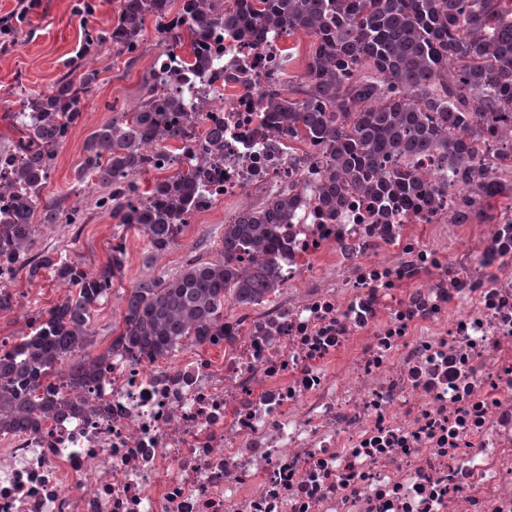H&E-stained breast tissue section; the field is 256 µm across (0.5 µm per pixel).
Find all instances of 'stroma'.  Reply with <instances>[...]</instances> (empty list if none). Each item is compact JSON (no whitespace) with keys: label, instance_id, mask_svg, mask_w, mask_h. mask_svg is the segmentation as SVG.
Instances as JSON below:
<instances>
[{"label":"stroma","instance_id":"stroma-1","mask_svg":"<svg viewBox=\"0 0 512 512\" xmlns=\"http://www.w3.org/2000/svg\"><path fill=\"white\" fill-rule=\"evenodd\" d=\"M80 0H34L26 10L28 22L20 40L8 50L0 51V150L10 149L18 134L9 111L21 91L45 92L66 74L65 64L75 57L82 41L84 25L107 27L118 13L120 0H92L94 13L82 19L77 8ZM165 44L157 23L147 20L145 41L136 56L118 54L102 47L91 65L99 72L82 120L72 129L67 141L58 149L47 186L45 199L68 195L70 203L82 204L83 221L79 224H42L37 226L31 255L56 248L77 259L86 269L105 264L116 243L125 247V266L120 280L97 305L94 328L97 332L94 351L105 349L112 332L123 323L125 297L130 288L147 278L169 274L189 259H213L224 235V226L245 209L259 207L260 201L246 195L228 204L216 203L209 211L188 225L178 242L164 253L154 252L146 238L129 229L117 235L115 222L92 205L97 188L77 183L75 163L83 153L88 136L112 117L130 111L143 93V78L153 66ZM14 296L10 310L0 312V340L14 344L27 331L29 319L58 303L67 293L65 286L50 273L28 281L18 273L6 284Z\"/></svg>","mask_w":512,"mask_h":512}]
</instances>
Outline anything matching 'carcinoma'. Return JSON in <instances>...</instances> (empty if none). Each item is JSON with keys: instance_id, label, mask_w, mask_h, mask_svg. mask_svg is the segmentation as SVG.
<instances>
[{"instance_id": "1", "label": "carcinoma", "mask_w": 512, "mask_h": 512, "mask_svg": "<svg viewBox=\"0 0 512 512\" xmlns=\"http://www.w3.org/2000/svg\"><path fill=\"white\" fill-rule=\"evenodd\" d=\"M120 0L106 29L84 28V58L110 45L133 53L153 16L175 44L194 46L205 28L220 23L240 34L251 23L273 32L311 38L305 80L289 98L276 90L264 106L288 119V130L324 145L327 171L320 192L331 205L358 190L416 195L425 190L414 163L435 156L448 163L453 185L477 203L512 198V182L489 184L485 172L512 157V3L507 0ZM95 70L62 77L47 92L20 95L13 113L21 133L15 148L0 151V260L12 270L40 271L73 288L32 320L28 334L0 350V435L46 421L77 402L112 352L124 348L164 357L190 341L203 346L224 322V305H258L279 288L276 230L288 222L299 197L284 189L257 209L224 225L218 255L194 259L172 274L143 280L126 298L123 329L105 350L89 348L96 304L119 277L125 251L112 247L94 270L53 250L27 258L34 216L41 224H78L80 205L61 208L41 191L57 149L82 118ZM179 93L144 79L133 110L101 126L86 140L75 171L78 182L96 180L105 193L97 207L133 228L156 252L175 245L181 219L198 192L195 169L178 167L139 191L136 177L164 170L149 150L179 139L165 114L183 112Z\"/></svg>"}]
</instances>
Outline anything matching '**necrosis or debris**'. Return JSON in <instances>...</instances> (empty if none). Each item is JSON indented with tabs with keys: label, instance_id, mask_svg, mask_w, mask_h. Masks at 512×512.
Here are the masks:
<instances>
[{
	"label": "necrosis or debris",
	"instance_id": "obj_1",
	"mask_svg": "<svg viewBox=\"0 0 512 512\" xmlns=\"http://www.w3.org/2000/svg\"><path fill=\"white\" fill-rule=\"evenodd\" d=\"M285 41L211 26L203 75L160 63L202 187L185 223L299 192L281 294L207 354H113L84 404L0 438V512H512V207L485 219L432 157L420 195L324 204L321 146L262 104Z\"/></svg>",
	"mask_w": 512,
	"mask_h": 512
}]
</instances>
